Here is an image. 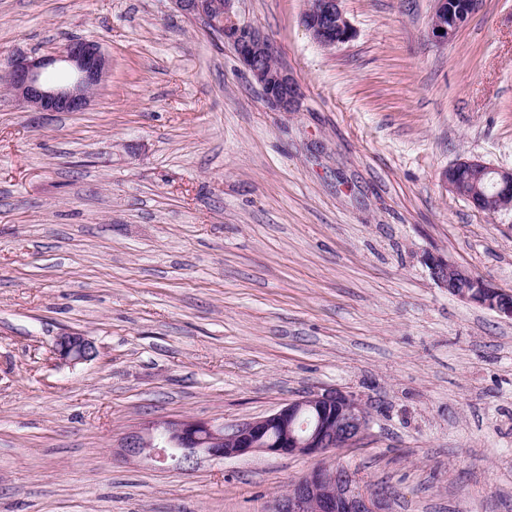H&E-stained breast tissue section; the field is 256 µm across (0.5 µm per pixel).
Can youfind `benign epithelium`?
<instances>
[{"instance_id": "benign-epithelium-1", "label": "benign epithelium", "mask_w": 512, "mask_h": 512, "mask_svg": "<svg viewBox=\"0 0 512 512\" xmlns=\"http://www.w3.org/2000/svg\"><path fill=\"white\" fill-rule=\"evenodd\" d=\"M235 0H170L175 12L204 22L228 42L245 70L260 87L266 105L291 110L301 97L298 80L282 65L266 66L276 57L270 37L233 13ZM479 0H434L429 35L439 44L453 41L478 8ZM302 24L318 44L333 48L349 42L354 30L342 0H306ZM109 68V59L93 42L76 40L57 53L38 58L19 56L10 62L9 91L37 112H81ZM456 196L482 212L511 210L512 169H495L475 159L458 160L442 173ZM431 275L448 293L512 319V292L496 287L449 257H426ZM54 355L75 366L92 360L94 343L79 332L58 337ZM369 426L366 407L357 395L342 390L311 393L259 419L230 427L184 419L164 424L147 436L127 437L124 452L184 473L200 456L235 458L254 452L278 456L320 457L329 450L355 445ZM274 512H387L383 500L361 487L341 468L316 467L294 482L276 502Z\"/></svg>"}]
</instances>
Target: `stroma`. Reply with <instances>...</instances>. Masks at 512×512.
<instances>
[{
    "mask_svg": "<svg viewBox=\"0 0 512 512\" xmlns=\"http://www.w3.org/2000/svg\"><path fill=\"white\" fill-rule=\"evenodd\" d=\"M343 7L355 36L324 48L304 0H236L302 85L277 112L169 0H0V80L76 39L110 62L82 112L0 91V512H273L319 465L388 512H512V320L425 264L512 291V211L441 177L512 168V0H483L445 46L432 0ZM68 332L91 361L55 358ZM336 388L369 427L317 459L175 474L122 450ZM426 262L431 275L448 293L512 319V292L498 288L450 257L428 254ZM54 355L60 363L75 366L92 360L96 355V350L94 343L87 336L74 332L58 337Z\"/></svg>",
    "mask_w": 512,
    "mask_h": 512,
    "instance_id": "35a3bbf8",
    "label": "stroma"
}]
</instances>
